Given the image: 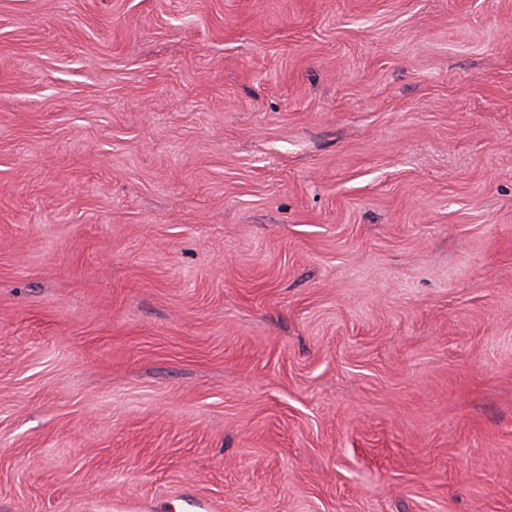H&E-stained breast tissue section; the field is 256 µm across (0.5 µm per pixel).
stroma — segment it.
Here are the masks:
<instances>
[{
  "label": "stroma",
  "mask_w": 512,
  "mask_h": 512,
  "mask_svg": "<svg viewBox=\"0 0 512 512\" xmlns=\"http://www.w3.org/2000/svg\"><path fill=\"white\" fill-rule=\"evenodd\" d=\"M0 512H512V0H0Z\"/></svg>",
  "instance_id": "stroma-1"
}]
</instances>
